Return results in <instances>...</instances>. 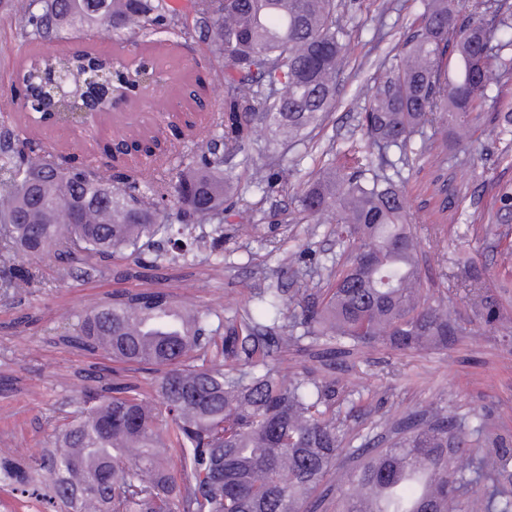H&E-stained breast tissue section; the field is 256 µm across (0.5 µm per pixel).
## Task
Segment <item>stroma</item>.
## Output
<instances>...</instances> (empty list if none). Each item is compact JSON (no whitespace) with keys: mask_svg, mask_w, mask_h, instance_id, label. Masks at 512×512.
Returning a JSON list of instances; mask_svg holds the SVG:
<instances>
[{"mask_svg":"<svg viewBox=\"0 0 512 512\" xmlns=\"http://www.w3.org/2000/svg\"><path fill=\"white\" fill-rule=\"evenodd\" d=\"M21 0L0 6V124L16 126L29 137L40 139L55 153L76 155L95 165H104V146L118 137L153 133L167 125L173 114L198 111L200 103L189 97L188 79L198 62L212 57L210 41L194 39L179 45L165 36H155L144 54L157 63L160 85L112 111L93 127L34 125L25 110L12 100V83L21 63L18 7ZM422 11L420 0H366L347 27L349 50L336 107L329 118L308 136L311 144L303 168L317 166L323 149L344 148L361 139L358 116L364 106L358 97L360 84L380 74L379 65L392 48L401 47ZM448 173L469 180L464 204L466 213L482 211L491 198L490 187L502 176L512 177V167L500 160V147L482 134H475L469 149L448 163ZM412 213L435 205V168L422 165L403 172ZM256 220L240 224L236 217L224 221V269L213 272L205 266H169L165 287L175 289L188 305H220L227 313L243 307L250 295L268 284L264 274L291 259L306 264L322 262L341 250L326 223H296V209L289 194L268 197L251 195ZM453 233H439L424 246L421 268L428 293L446 297L454 282L452 258L467 252L475 261L493 263V242L476 239L470 226L456 214H447ZM119 283L113 274L86 281L69 280L51 292L35 293L18 306H0V375L21 379L20 392L0 389V454L37 455L49 447L53 427L41 418L65 398L75 396L73 372L93 364V357L48 343L62 319L92 309L109 297ZM38 316L30 326L20 323L23 314ZM463 336L445 350L398 352L384 347L361 348L327 361L321 346L289 353L285 376L306 370L328 372L337 391H355L352 404L342 406L351 418V447L366 438L388 440L393 417L445 409L460 424L485 418L489 434L512 444V344L498 333L471 322L467 308H460Z\"/></svg>","mask_w":512,"mask_h":512,"instance_id":"stroma-1","label":"stroma"}]
</instances>
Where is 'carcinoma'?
Here are the masks:
<instances>
[{
	"label": "carcinoma",
	"mask_w": 512,
	"mask_h": 512,
	"mask_svg": "<svg viewBox=\"0 0 512 512\" xmlns=\"http://www.w3.org/2000/svg\"><path fill=\"white\" fill-rule=\"evenodd\" d=\"M195 26L169 0H25L21 46L89 36L110 23L115 40L138 46L159 30L185 42L210 37L224 73V102L199 128L197 147L176 181L158 172L140 179L123 152L100 169L74 156H54L0 127V302L50 289L37 263L49 259L62 281L102 276L112 260L128 261L122 288L66 323L58 343L112 357L106 374L77 371L75 409L52 447L37 457L0 455V482L39 502L42 512H328L344 423L340 393L324 374L281 377L288 352L308 339L399 351L446 349L457 341L453 300H431L419 264L420 239L410 229L409 200L398 179L409 155L446 169L448 148L470 145L482 125L512 151V30L498 4L492 23L476 0H424L419 25L402 50L362 91L365 139L314 168L297 192L303 220L333 225L342 252L330 264L293 271V293L276 282L251 296V307L188 309L187 323L165 321L181 306L151 280L165 264L223 268L224 204L253 220L246 193L268 196L300 171L255 160L263 126L277 141L298 145L336 107L346 57L342 0H190ZM208 61L195 83L215 72ZM114 75L108 90L138 80L123 58L78 49L27 56L16 84L33 114L85 111L88 79ZM431 129L440 143L416 134ZM134 150L165 163L182 133L164 143L130 138ZM395 161H387L391 151ZM242 156L245 185L224 170ZM389 162L394 175L375 172ZM437 213L457 210L468 184L443 181ZM215 224L210 255L199 256L196 225ZM512 181L495 184L486 237L508 239ZM454 265L474 317L512 334V316L489 293L487 266L457 256ZM485 440L489 450L472 473L451 459ZM336 512H512V448L486 434L483 422L456 424L441 410L396 420L384 448H365L345 472Z\"/></svg>",
	"instance_id": "obj_1"
}]
</instances>
